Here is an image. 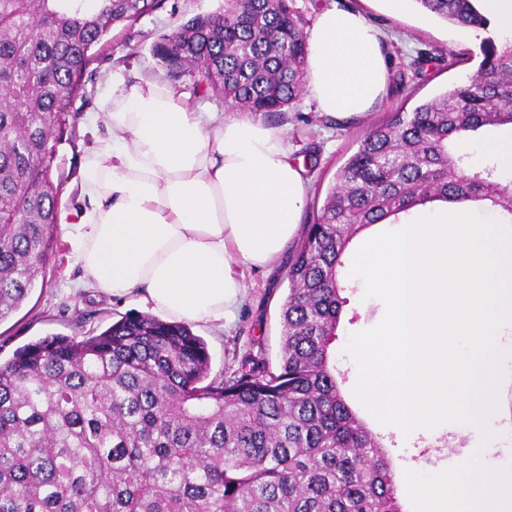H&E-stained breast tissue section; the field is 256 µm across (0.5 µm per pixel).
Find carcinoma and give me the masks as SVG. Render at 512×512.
Segmentation results:
<instances>
[{
  "label": "carcinoma",
  "instance_id": "carcinoma-1",
  "mask_svg": "<svg viewBox=\"0 0 512 512\" xmlns=\"http://www.w3.org/2000/svg\"><path fill=\"white\" fill-rule=\"evenodd\" d=\"M293 0H224L163 36L174 81L242 112L281 113L304 83ZM485 30L474 0H416ZM0 0V322L57 246L58 145L86 96L92 48L158 0ZM477 75L374 125L336 172L288 263L279 364L210 376L190 324L129 314L97 335H52L0 361V512H401L393 463L342 395L331 345L344 258L359 232L433 202L489 201L512 221V179L467 174L453 151L512 126V44L480 43Z\"/></svg>",
  "mask_w": 512,
  "mask_h": 512
}]
</instances>
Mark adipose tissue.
Masks as SVG:
<instances>
[{
  "mask_svg": "<svg viewBox=\"0 0 512 512\" xmlns=\"http://www.w3.org/2000/svg\"><path fill=\"white\" fill-rule=\"evenodd\" d=\"M307 47L304 89L320 112L357 115L385 92L384 38L360 12L325 7ZM86 121L107 134L72 219L82 281L171 319L230 321L244 269L277 260L299 232L306 187L283 130L190 105L152 78H109ZM403 480L417 512H512V477L483 464Z\"/></svg>",
  "mask_w": 512,
  "mask_h": 512,
  "instance_id": "1",
  "label": "adipose tissue"
}]
</instances>
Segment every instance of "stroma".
Listing matches in <instances>:
<instances>
[{"instance_id": "obj_1", "label": "stroma", "mask_w": 512, "mask_h": 512, "mask_svg": "<svg viewBox=\"0 0 512 512\" xmlns=\"http://www.w3.org/2000/svg\"><path fill=\"white\" fill-rule=\"evenodd\" d=\"M362 13L382 33L388 82L383 98L369 112L351 120H337L317 112L308 95L282 114L263 115L271 127L284 130L295 146V161L301 162L308 186L302 213L303 223H312L320 211L336 172L356 150L371 125L387 120L392 112L411 110L419 101L431 98L449 86L475 76L478 51L484 38H496L495 29L479 31L465 41L457 37L456 25L420 8L416 0H294L304 28H311L318 11L329 5ZM224 0H161L157 9L128 24L113 26L98 43L88 72L86 98L76 100V140L62 142L53 163V178L62 184L58 208L73 210L85 149L91 134L85 116L96 111L99 90L105 79L120 75L165 78L166 73L153 57V44L165 34L182 27L199 13L222 10ZM289 254H282L272 268L249 269L244 273V296L234 321L193 324L211 357L212 373L228 365H240L248 355L260 354L270 366H277L281 349V309L288 294ZM80 273L75 242L69 225L58 227V247L38 277L27 300L8 319L0 322V358L8 359L14 350L49 334L96 335L125 314L141 311L132 297H114L92 287L75 288ZM365 288L355 284L347 292L334 344L336 366L345 374L341 384L344 396L353 397L359 370L346 346L351 334L376 326L385 306L376 298H365ZM505 374L497 388L496 414L491 427L498 441H485L477 430H462L456 423L428 434L406 439L392 426L380 423L365 407L357 413L373 435L378 437L394 464L395 476L409 468L453 473L470 459V452L482 448L480 460L496 470H512V349L504 353Z\"/></svg>"}]
</instances>
